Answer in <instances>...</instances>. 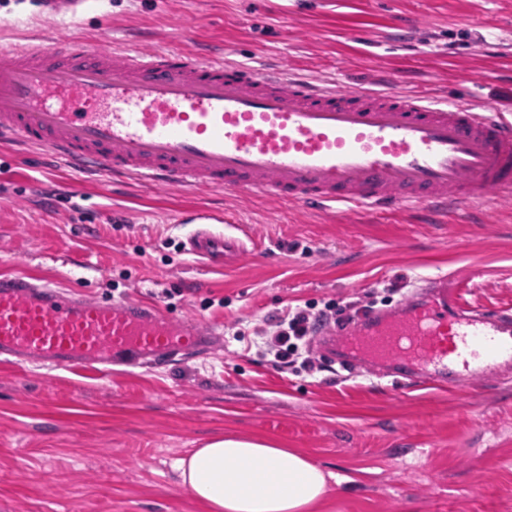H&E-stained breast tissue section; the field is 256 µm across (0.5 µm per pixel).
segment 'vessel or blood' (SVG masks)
I'll return each instance as SVG.
<instances>
[{"label": "vessel or blood", "instance_id": "vessel-or-blood-1", "mask_svg": "<svg viewBox=\"0 0 512 512\" xmlns=\"http://www.w3.org/2000/svg\"><path fill=\"white\" fill-rule=\"evenodd\" d=\"M0 145L80 172L207 188L326 213L512 198V121L493 108L388 87L344 88L193 54L69 41L0 49ZM185 250L210 268L246 254L214 233L220 215L186 212ZM456 281L424 299L316 336L372 370L457 390L512 366V310L475 309ZM215 327L143 300H98L27 273L0 274V356L35 367L158 364L213 347Z\"/></svg>", "mask_w": 512, "mask_h": 512}]
</instances>
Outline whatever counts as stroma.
<instances>
[{"instance_id":"35a3bbf8","label":"stroma","mask_w":512,"mask_h":512,"mask_svg":"<svg viewBox=\"0 0 512 512\" xmlns=\"http://www.w3.org/2000/svg\"><path fill=\"white\" fill-rule=\"evenodd\" d=\"M119 52H193L278 64L323 83L494 108L512 119V0H86L44 15L0 0V48L33 40ZM188 210L224 211L250 254L214 271L181 244ZM100 300L143 299L217 327L213 349L143 369L0 363V512H205L175 463L217 435L265 438L333 473L319 512H512V370L463 395L339 365L277 369L259 352L269 316L356 320L442 281L512 305V201L444 224L417 211L327 216L231 192L158 188L39 167L0 147V271Z\"/></svg>"}]
</instances>
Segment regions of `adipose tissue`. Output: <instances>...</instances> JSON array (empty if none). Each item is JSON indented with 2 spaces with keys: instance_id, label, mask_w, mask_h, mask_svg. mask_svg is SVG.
<instances>
[{
  "instance_id": "adipose-tissue-1",
  "label": "adipose tissue",
  "mask_w": 512,
  "mask_h": 512,
  "mask_svg": "<svg viewBox=\"0 0 512 512\" xmlns=\"http://www.w3.org/2000/svg\"><path fill=\"white\" fill-rule=\"evenodd\" d=\"M176 470L181 486L207 512H314L331 479L293 450L233 436L207 440Z\"/></svg>"
}]
</instances>
